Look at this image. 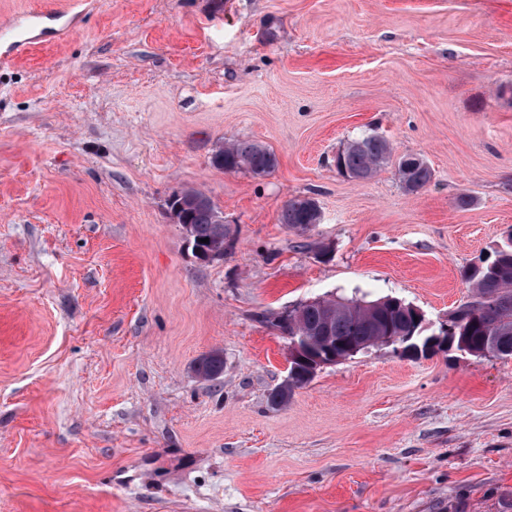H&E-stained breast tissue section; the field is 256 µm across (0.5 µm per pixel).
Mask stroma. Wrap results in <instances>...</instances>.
<instances>
[{
    "instance_id": "obj_1",
    "label": "stroma",
    "mask_w": 512,
    "mask_h": 512,
    "mask_svg": "<svg viewBox=\"0 0 512 512\" xmlns=\"http://www.w3.org/2000/svg\"><path fill=\"white\" fill-rule=\"evenodd\" d=\"M369 133L394 160L340 175ZM233 139L277 169L213 167ZM185 188L223 258L170 218ZM511 235L512 0H91L0 61V512H512V357L375 348L268 400L278 315L390 295L437 331ZM393 148L378 134H367L350 141L336 156V170L353 180L364 181L373 177L390 160ZM410 155H404L398 163V173L403 188L408 193H418L432 180V171L428 164L419 158V162L413 165L408 172L403 168L404 160ZM183 195L173 202L179 206L178 223L190 224V234L193 244L213 251L217 250L224 256V250L232 245L229 229L224 224V216L215 215L218 208L206 193L197 189L182 190ZM209 238L208 243H201L200 239ZM302 198L295 197L288 200L281 209L279 219L281 224H286L300 234L310 229L309 224H315L314 215L302 203ZM195 373L199 377L213 380L222 374L224 370V359L218 353L208 354L201 357L194 366Z\"/></svg>"
}]
</instances>
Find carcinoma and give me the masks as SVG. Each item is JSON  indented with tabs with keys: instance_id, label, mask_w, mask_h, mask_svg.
<instances>
[{
	"instance_id": "obj_1",
	"label": "carcinoma",
	"mask_w": 512,
	"mask_h": 512,
	"mask_svg": "<svg viewBox=\"0 0 512 512\" xmlns=\"http://www.w3.org/2000/svg\"><path fill=\"white\" fill-rule=\"evenodd\" d=\"M393 148L378 135L367 134L350 141L336 156V170L353 180L373 177L390 160ZM214 167L226 172L245 171L254 176L274 172L278 159L272 151L251 140H233L224 143L212 156ZM399 160L398 173L403 188L417 193L432 180V171L424 160L409 170ZM179 206V224L190 225L192 242L219 253L232 245L229 229L215 223L218 208L206 193L186 189L174 201ZM280 223L303 234L314 223V215L302 203V198L288 200L280 212ZM462 277L471 288L472 299L450 316L458 323L453 344L460 350L475 354L488 346L493 355L512 357V241L503 243L480 265L465 268ZM414 312L399 297H384L366 301L354 298L328 299L324 302L304 303L288 312V317L277 321L279 330L287 336H304L316 353L325 349L319 336L324 331L336 342L363 346L378 336L410 337L409 343L423 345L422 325L414 321ZM195 373L208 380L222 374L224 359L219 353L201 357L194 366Z\"/></svg>"
}]
</instances>
